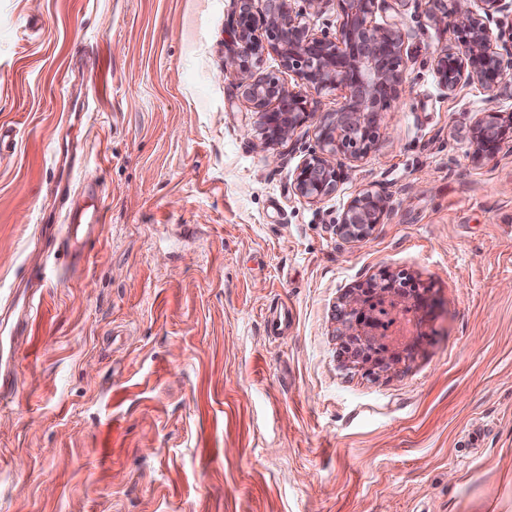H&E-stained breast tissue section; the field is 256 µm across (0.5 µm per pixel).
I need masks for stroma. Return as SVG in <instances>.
Instances as JSON below:
<instances>
[{
  "mask_svg": "<svg viewBox=\"0 0 512 512\" xmlns=\"http://www.w3.org/2000/svg\"><path fill=\"white\" fill-rule=\"evenodd\" d=\"M234 7L0 0V322L35 303L0 405V512H512V146L471 145L512 98L442 89L452 29L396 0L376 20L410 32L404 91L310 202L291 182L313 127L271 160L224 69ZM77 161L104 222L72 268L50 231ZM366 189L382 220L344 240ZM384 271L430 306L369 375L336 309ZM385 196L371 191L357 195L344 210L336 232L355 241L366 238L375 224H380L386 205Z\"/></svg>",
  "mask_w": 512,
  "mask_h": 512,
  "instance_id": "1",
  "label": "stroma"
}]
</instances>
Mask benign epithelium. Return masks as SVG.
<instances>
[{
	"instance_id": "obj_1",
	"label": "benign epithelium",
	"mask_w": 512,
	"mask_h": 512,
	"mask_svg": "<svg viewBox=\"0 0 512 512\" xmlns=\"http://www.w3.org/2000/svg\"><path fill=\"white\" fill-rule=\"evenodd\" d=\"M309 10H295L290 0H238L227 16L234 41L224 67L260 117L269 146L289 140L295 130L315 122L319 150L295 170L293 191L311 202L336 191L348 176L346 161L367 155L379 137L384 112L403 90L405 33L397 24L373 20L376 0H332L340 18L338 35L315 29L314 16L324 0H306ZM428 16L450 25L454 45L439 50L435 72L439 84L454 93L480 84L492 98L512 96V0H428ZM274 52L283 69L301 80L289 89L271 74L259 73L265 52ZM349 91L334 112H318L312 93L324 89ZM512 116L487 110L472 127L477 156L492 159L509 140ZM386 200L371 191L357 195L344 210L336 232L355 241L366 238L381 222ZM397 302L411 310L424 308L423 296L399 277L384 274L378 281L346 291L337 309L343 356L357 369L380 367L385 344L370 337L372 351H362L354 337L369 333V300Z\"/></svg>"
}]
</instances>
